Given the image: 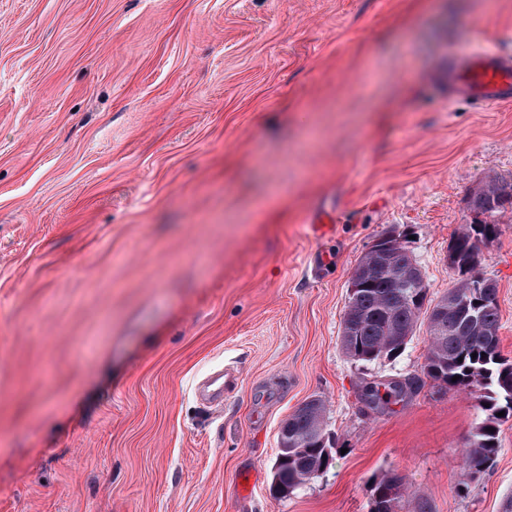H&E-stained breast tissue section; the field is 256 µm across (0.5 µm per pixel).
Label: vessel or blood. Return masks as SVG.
Masks as SVG:
<instances>
[{
  "mask_svg": "<svg viewBox=\"0 0 512 512\" xmlns=\"http://www.w3.org/2000/svg\"><path fill=\"white\" fill-rule=\"evenodd\" d=\"M448 93L487 106L512 100V57L471 49L460 53L448 63ZM239 381L238 371L216 369L197 383L195 394L202 404H220Z\"/></svg>",
  "mask_w": 512,
  "mask_h": 512,
  "instance_id": "vessel-or-blood-1",
  "label": "vessel or blood"
}]
</instances>
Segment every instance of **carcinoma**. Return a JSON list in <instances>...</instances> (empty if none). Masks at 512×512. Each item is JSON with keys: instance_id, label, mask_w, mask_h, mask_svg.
<instances>
[{"instance_id": "obj_1", "label": "carcinoma", "mask_w": 512, "mask_h": 512, "mask_svg": "<svg viewBox=\"0 0 512 512\" xmlns=\"http://www.w3.org/2000/svg\"><path fill=\"white\" fill-rule=\"evenodd\" d=\"M508 206L512 208V183L498 178L485 182L470 200L477 214L502 212ZM495 235L494 224L474 221L463 226L448 251L457 281L436 300L428 298L427 286L403 283L373 263L356 291L348 295L342 321L345 337L341 349L348 359L361 365L392 361L402 354L392 346L394 331L413 335L417 328L426 327L422 375L393 381L389 390L396 396H406L417 391L427 378L446 389L478 395L479 407L486 416L469 439L464 455L465 469L472 480L494 465L500 450L497 429L512 417V361L500 351L497 285L491 281L477 292L469 287L467 276L473 257L482 254ZM388 262L395 270L417 265L401 242L389 248ZM452 296L466 300L469 311L451 306ZM325 411L324 402L315 398L288 417V435L283 437V449L274 463L282 487L273 493L274 497H288L331 465ZM501 411L504 415L497 416Z\"/></svg>"}]
</instances>
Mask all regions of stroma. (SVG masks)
<instances>
[{"instance_id":"35a3bbf8","label":"stroma","mask_w":512,"mask_h":512,"mask_svg":"<svg viewBox=\"0 0 512 512\" xmlns=\"http://www.w3.org/2000/svg\"><path fill=\"white\" fill-rule=\"evenodd\" d=\"M466 46L512 56V0H0V512H371L391 474L399 512H504L512 420L473 480L467 393L360 400L420 374L425 329L392 362L340 345L376 239L438 298L471 194L512 182V103L448 95ZM483 220L512 359V212ZM227 364L240 385L205 412ZM312 398L334 461L273 498ZM390 237L378 238L371 247L373 251H383L392 245ZM388 262L389 265L395 269H404L418 265L417 260L408 251L406 246L402 242H396L395 245L391 246L388 250ZM240 381L239 372L222 368L210 371L195 388L196 398L204 405L222 404L224 395L236 390ZM393 483H397V487L399 488L396 490L394 497L391 499L394 502L375 505L374 506L375 510H379V512H390L393 510H397L396 508L394 509V505H395V507L399 508V503L401 502L403 495H402V488H401L400 481L395 476L383 478L379 482L375 483L374 504L376 503V500L378 497L385 496L387 494V492L391 489L395 490V488L392 487Z\"/></svg>"}]
</instances>
